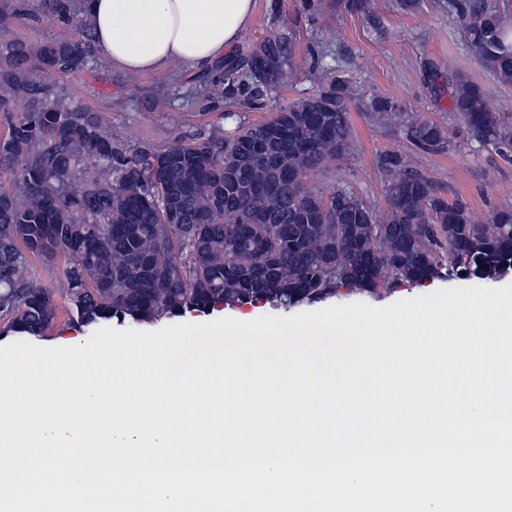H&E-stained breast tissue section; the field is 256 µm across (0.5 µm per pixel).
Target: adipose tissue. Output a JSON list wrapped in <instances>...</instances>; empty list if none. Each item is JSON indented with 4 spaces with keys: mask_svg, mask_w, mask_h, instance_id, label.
<instances>
[{
    "mask_svg": "<svg viewBox=\"0 0 512 512\" xmlns=\"http://www.w3.org/2000/svg\"><path fill=\"white\" fill-rule=\"evenodd\" d=\"M94 44L114 69L214 66L251 22L254 0H83Z\"/></svg>",
    "mask_w": 512,
    "mask_h": 512,
    "instance_id": "adipose-tissue-1",
    "label": "adipose tissue"
}]
</instances>
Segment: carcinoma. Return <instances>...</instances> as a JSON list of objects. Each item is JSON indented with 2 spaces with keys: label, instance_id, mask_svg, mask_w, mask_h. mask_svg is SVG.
Returning <instances> with one entry per match:
<instances>
[{
  "label": "carcinoma",
  "instance_id": "cac0c4a2",
  "mask_svg": "<svg viewBox=\"0 0 512 512\" xmlns=\"http://www.w3.org/2000/svg\"><path fill=\"white\" fill-rule=\"evenodd\" d=\"M448 10L476 60L512 85V36L497 11L487 0H448ZM92 54L82 39L36 51L0 39V335L45 333L58 293L72 323L142 324L218 303L291 307L339 287L374 294L512 270V205L477 224L397 153L381 159L391 173L383 222L345 188L306 186L350 145L343 80L225 137L133 151L54 88L53 74L85 69ZM452 106L474 140L512 155L483 86L457 77ZM369 109L423 152L450 146L444 127L385 97ZM58 255L60 287L49 288L33 259Z\"/></svg>",
  "mask_w": 512,
  "mask_h": 512
}]
</instances>
